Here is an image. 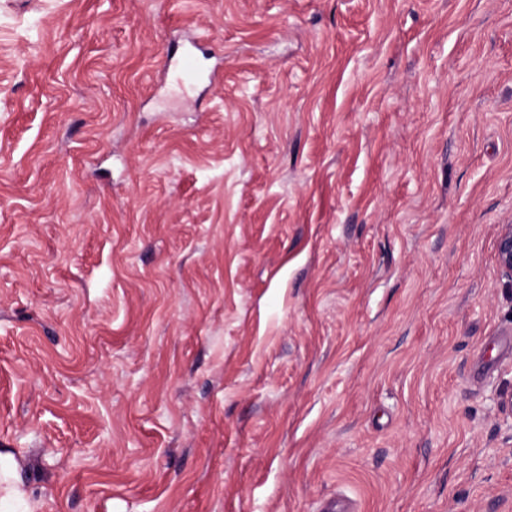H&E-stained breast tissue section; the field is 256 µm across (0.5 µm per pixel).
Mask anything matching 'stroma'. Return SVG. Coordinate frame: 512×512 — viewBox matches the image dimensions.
I'll list each match as a JSON object with an SVG mask.
<instances>
[{"instance_id": "obj_1", "label": "stroma", "mask_w": 512, "mask_h": 512, "mask_svg": "<svg viewBox=\"0 0 512 512\" xmlns=\"http://www.w3.org/2000/svg\"><path fill=\"white\" fill-rule=\"evenodd\" d=\"M508 222L512 0H0V449L37 512H512ZM498 263L512 281V224H502L497 242Z\"/></svg>"}]
</instances>
